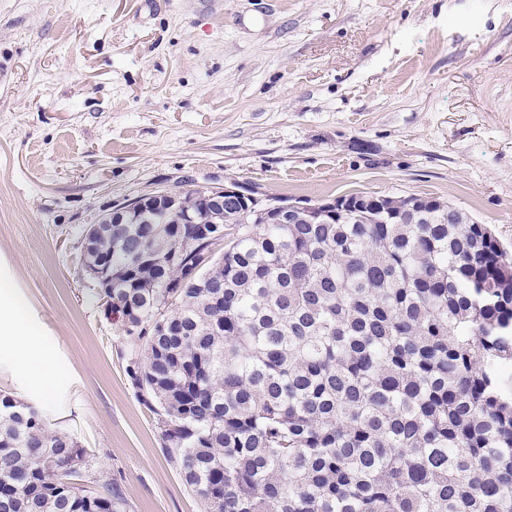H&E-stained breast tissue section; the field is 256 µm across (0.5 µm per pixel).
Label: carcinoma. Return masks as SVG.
<instances>
[{
  "instance_id": "1",
  "label": "carcinoma",
  "mask_w": 512,
  "mask_h": 512,
  "mask_svg": "<svg viewBox=\"0 0 512 512\" xmlns=\"http://www.w3.org/2000/svg\"><path fill=\"white\" fill-rule=\"evenodd\" d=\"M209 224L147 208L93 240L126 374L205 512H512V261L415 212ZM0 394V512H128L94 451Z\"/></svg>"
}]
</instances>
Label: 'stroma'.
<instances>
[{"label":"stroma","instance_id":"stroma-1","mask_svg":"<svg viewBox=\"0 0 512 512\" xmlns=\"http://www.w3.org/2000/svg\"><path fill=\"white\" fill-rule=\"evenodd\" d=\"M437 197L512 256V0H0V281L46 374L0 391L129 512H201L126 376L82 227L154 189Z\"/></svg>","mask_w":512,"mask_h":512}]
</instances>
